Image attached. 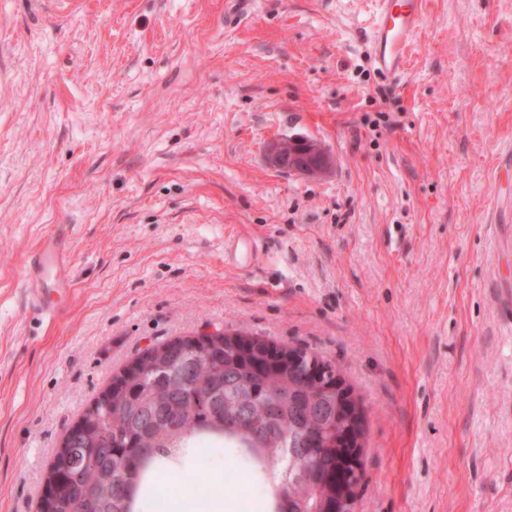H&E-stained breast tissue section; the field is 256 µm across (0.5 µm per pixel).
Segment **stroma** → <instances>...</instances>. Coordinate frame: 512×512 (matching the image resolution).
Returning a JSON list of instances; mask_svg holds the SVG:
<instances>
[{
    "label": "stroma",
    "instance_id": "35a3bbf8",
    "mask_svg": "<svg viewBox=\"0 0 512 512\" xmlns=\"http://www.w3.org/2000/svg\"><path fill=\"white\" fill-rule=\"evenodd\" d=\"M0 0V512L146 348L215 329L334 364L365 409L353 512H512V0H424L398 80L376 0ZM316 139L332 169L268 165ZM69 224L61 315L21 299ZM249 240L239 265L224 247ZM190 448L138 512L263 503ZM266 158L273 168L308 176L322 175L332 166V157L326 149L302 136L271 141L267 146Z\"/></svg>",
    "mask_w": 512,
    "mask_h": 512
}]
</instances>
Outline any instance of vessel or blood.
Listing matches in <instances>:
<instances>
[{
  "instance_id": "b4317fda",
  "label": "vessel or blood",
  "mask_w": 512,
  "mask_h": 512,
  "mask_svg": "<svg viewBox=\"0 0 512 512\" xmlns=\"http://www.w3.org/2000/svg\"><path fill=\"white\" fill-rule=\"evenodd\" d=\"M378 18L372 28L371 43L379 68L390 77L403 72L405 49L415 33L422 14V0H379ZM65 225H56L43 236L24 274L28 303L40 315L54 318L57 305L48 300L49 291L65 293L68 261L63 250Z\"/></svg>"
}]
</instances>
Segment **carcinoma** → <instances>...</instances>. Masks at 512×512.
<instances>
[{
  "mask_svg": "<svg viewBox=\"0 0 512 512\" xmlns=\"http://www.w3.org/2000/svg\"><path fill=\"white\" fill-rule=\"evenodd\" d=\"M250 353L222 335L199 352L185 351L191 337L177 338L146 350L134 367L116 375L109 396L80 418L73 439H64L45 477L50 495L39 512H137L125 490L139 489L150 478L154 462L173 461L204 439H217L256 460L272 484L271 512H321L336 492L342 468L336 392L330 380L336 367L321 361L319 380L304 379L303 367L283 357L266 365L270 341L253 337ZM238 425L225 430L226 422ZM116 447L94 464L77 469L68 451L94 447L102 433ZM156 448L152 460L141 449Z\"/></svg>",
  "mask_w": 512,
  "mask_h": 512,
  "instance_id": "cac0c4a2",
  "label": "carcinoma"
}]
</instances>
